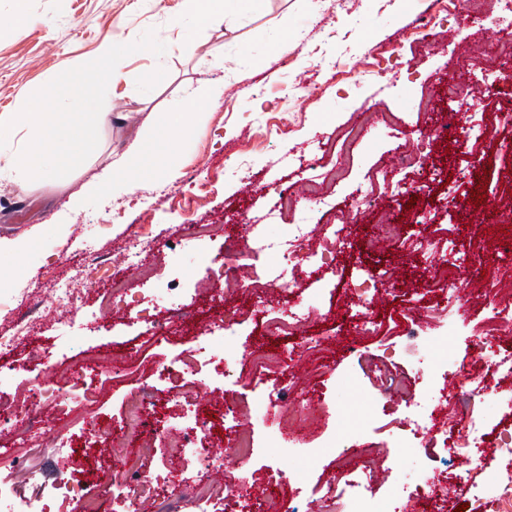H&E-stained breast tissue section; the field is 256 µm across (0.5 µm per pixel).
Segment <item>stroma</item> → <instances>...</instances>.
<instances>
[{"mask_svg": "<svg viewBox=\"0 0 512 512\" xmlns=\"http://www.w3.org/2000/svg\"><path fill=\"white\" fill-rule=\"evenodd\" d=\"M481 5L484 17L477 20L459 12L455 0H264L259 9L238 0L224 29L199 26L187 0H0V113L25 112L55 90L63 128L39 166L0 169V241L27 243L22 252H0V336L14 339L0 352V404L18 412L13 433L0 436V484L24 499L48 496L68 476L64 458L94 451L102 465L122 469L125 451L100 449L96 433L108 427L121 436L133 399L153 403L146 440L171 434L177 384L159 374L155 361L193 350L204 319L221 308L241 309L246 300L224 292L212 307L175 317L167 289L202 285L228 240L245 253L242 274L265 280L279 259L248 249L250 225L281 237L288 225L305 224L310 238H326L340 213L346 222L337 234L345 244L336 259L320 268L289 259L297 289L248 312L233 340L237 363L220 365L197 386L202 407L219 401L240 412L258 448L249 466L256 497L229 502L224 512H266L272 503L317 512L340 434L374 449L382 476L375 495H387L409 471L432 480L468 470L483 484L468 454L394 452L390 441L407 406L386 392L376 369L384 362L390 375L409 373V395L453 400L467 417L479 409L478 399L438 375L439 364L466 369L492 352L512 351V333L492 341L475 336L485 313L476 302L466 321L445 332L440 313L448 295L431 287L433 266L408 251L410 240L422 236L455 244L469 255L462 281L477 287L486 247L512 259V125L493 122L512 84L482 78L512 45L489 21L494 0ZM21 9L29 23L16 22ZM107 36L149 48L126 56L125 78L112 87L86 65ZM380 70L388 87L373 78ZM218 82L221 102L191 111L192 131L166 156L167 114L190 111L191 99ZM104 96L122 104L123 123L99 117ZM446 122L489 124L493 132L466 149L441 142L414 150V141ZM148 127L157 133L153 148L164 154L162 171L120 192L99 190L104 168L134 152L136 130ZM77 139L87 145L79 156ZM401 151L412 152L413 163L398 176L421 185V193L381 189L379 207L367 206L360 187ZM312 153L319 164L309 168L303 159ZM193 171L198 180H190ZM286 188L292 196L281 209L276 202ZM317 189L329 195L332 210L318 208ZM478 189L486 194L479 205ZM452 191L464 213L448 210ZM423 211L430 223H414ZM191 224L208 226L209 236L185 239ZM132 242L154 266L153 280L117 264ZM369 271L380 276L375 336L360 335L359 308L346 295ZM115 279L129 289L112 309L100 310ZM61 284L72 305L56 301ZM299 304L312 313L293 336L265 332L264 316ZM152 323L166 325L161 339L148 338ZM310 336L331 339L320 358L306 353ZM258 349L278 358V366L239 379ZM101 358L124 362L125 370L98 401L80 403L86 389L100 385ZM45 384L57 387L64 403L30 399V389ZM288 385L293 395L268 418L250 417L258 396ZM50 423L62 430L53 448L41 438ZM291 436L318 451L317 465L303 478L285 450ZM135 468L155 477L168 500L180 498L185 462L152 453L137 458Z\"/></svg>", "mask_w": 512, "mask_h": 512, "instance_id": "1", "label": "stroma"}]
</instances>
